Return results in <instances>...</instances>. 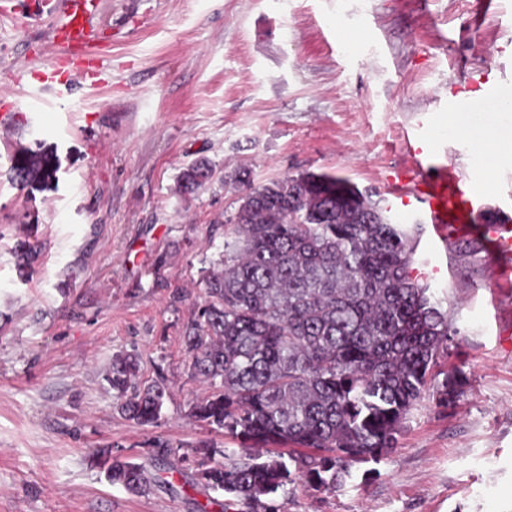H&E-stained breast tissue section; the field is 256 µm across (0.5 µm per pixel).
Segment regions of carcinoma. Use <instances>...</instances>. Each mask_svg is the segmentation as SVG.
I'll return each instance as SVG.
<instances>
[{
  "label": "carcinoma",
  "mask_w": 512,
  "mask_h": 512,
  "mask_svg": "<svg viewBox=\"0 0 512 512\" xmlns=\"http://www.w3.org/2000/svg\"><path fill=\"white\" fill-rule=\"evenodd\" d=\"M204 163L180 188L206 184ZM237 212L225 218L224 260L206 272V295L184 336L191 374L208 391L190 418L238 443L200 441L182 462L196 485L222 494L226 510L276 512L297 483L315 494L378 463L395 447L425 396L450 403L457 377L432 371L457 329L430 285L412 275L420 224L392 222L379 201L348 179L286 175L263 184L249 172ZM121 413L157 424L168 397L144 382L135 356L116 355L105 374ZM106 479L133 494L156 483L143 463L103 451Z\"/></svg>",
  "instance_id": "cac0c4a2"
}]
</instances>
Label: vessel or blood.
<instances>
[{
  "label": "vessel or blood",
  "instance_id": "b4317fda",
  "mask_svg": "<svg viewBox=\"0 0 512 512\" xmlns=\"http://www.w3.org/2000/svg\"><path fill=\"white\" fill-rule=\"evenodd\" d=\"M94 13V0H70L67 20L58 30L57 39L68 45L85 44ZM432 151L431 142L423 135H407L404 152L408 171H421L422 176L414 181L407 179V171H397L388 175V184L396 192L413 196L424 208L438 241H446L453 234L480 236L495 260L496 281L501 284L512 282V226L476 223L475 217L483 208L482 200L470 191L466 177L458 169L443 166L434 175H424L423 169Z\"/></svg>",
  "mask_w": 512,
  "mask_h": 512
}]
</instances>
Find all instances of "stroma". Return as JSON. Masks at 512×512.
Returning a JSON list of instances; mask_svg holds the SVG:
<instances>
[{
    "mask_svg": "<svg viewBox=\"0 0 512 512\" xmlns=\"http://www.w3.org/2000/svg\"><path fill=\"white\" fill-rule=\"evenodd\" d=\"M97 2V72L60 95L41 80L57 13L0 0V111L20 117L0 126V512H199L192 475L177 494L133 495L91 459L147 465L162 441L173 463L209 435L189 417L202 386L183 336L224 257L231 175L332 173L422 223L385 180L415 128L512 225V165L476 161L471 113H448L459 94L512 82V0L480 18L474 0ZM198 160L211 178L184 194ZM414 258L457 330L433 373L458 372L459 396L423 400L369 480L296 486L281 512H512V287L475 236L423 230ZM117 354L164 380L158 426L118 410L103 379Z\"/></svg>",
    "mask_w": 512,
    "mask_h": 512,
    "instance_id": "stroma-1",
    "label": "stroma"
}]
</instances>
